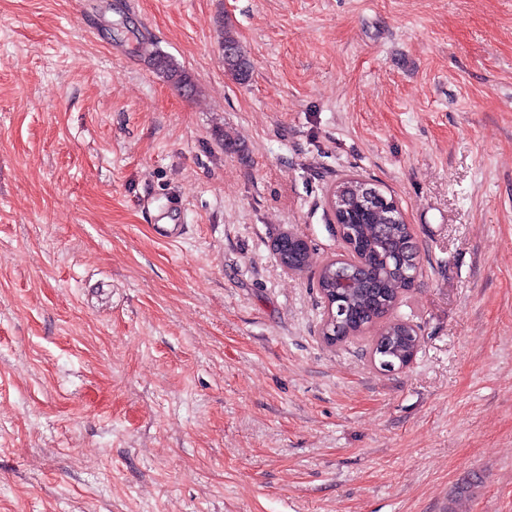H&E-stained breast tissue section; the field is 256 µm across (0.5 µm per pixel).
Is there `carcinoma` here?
<instances>
[{
	"label": "carcinoma",
	"instance_id": "carcinoma-1",
	"mask_svg": "<svg viewBox=\"0 0 512 512\" xmlns=\"http://www.w3.org/2000/svg\"><path fill=\"white\" fill-rule=\"evenodd\" d=\"M221 48L234 53L224 57V72L240 84L253 74V64L240 42L223 23L220 29ZM156 70L164 73L176 88L195 91V86L171 60L159 55L151 59ZM367 183L356 177L341 179L331 194L342 201L343 209L334 212L336 223L342 225L340 240L347 243L344 253L326 260L317 276V288L325 310L344 309V326L350 337L372 334L371 349L378 362L392 366L401 364L417 351L419 337L414 326L394 315L405 293L413 287L417 268L400 261L413 251V234L404 219L388 220V208L382 203L370 204L364 195ZM279 257L296 273L310 265V249L288 246L282 237ZM356 272L347 288H336L337 272Z\"/></svg>",
	"mask_w": 512,
	"mask_h": 512
}]
</instances>
